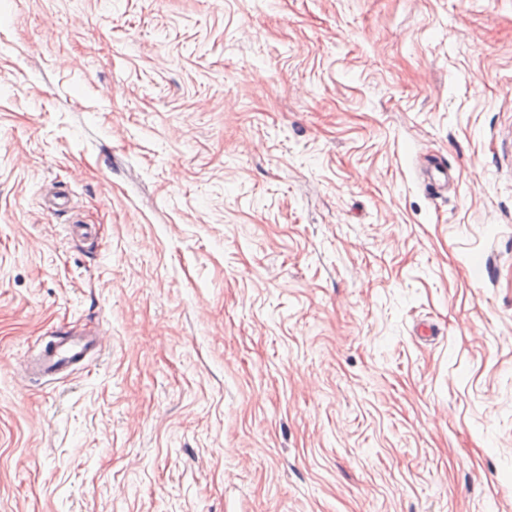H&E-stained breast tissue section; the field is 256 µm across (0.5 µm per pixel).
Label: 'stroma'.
Instances as JSON below:
<instances>
[{"mask_svg":"<svg viewBox=\"0 0 512 512\" xmlns=\"http://www.w3.org/2000/svg\"><path fill=\"white\" fill-rule=\"evenodd\" d=\"M0 512H512V0H0ZM98 341L87 336H67L46 348L38 371L43 377L53 378L76 367H86L95 358Z\"/></svg>","mask_w":512,"mask_h":512,"instance_id":"1","label":"stroma"}]
</instances>
